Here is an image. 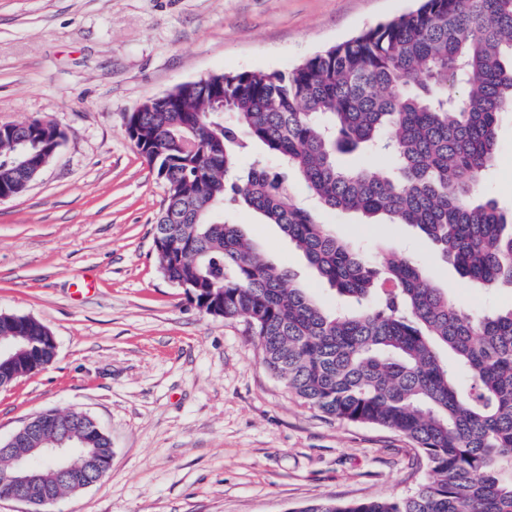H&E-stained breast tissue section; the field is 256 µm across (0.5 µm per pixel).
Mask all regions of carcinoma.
Listing matches in <instances>:
<instances>
[{"mask_svg": "<svg viewBox=\"0 0 512 512\" xmlns=\"http://www.w3.org/2000/svg\"><path fill=\"white\" fill-rule=\"evenodd\" d=\"M210 96L189 85L129 114L167 189L154 232L166 244L160 273L192 284L199 308L213 297L224 319L244 320L263 364L304 404L400 433L426 467L408 495L328 497L297 512H512V308L456 307L414 258H370L336 239L291 187L299 177L325 208L369 224H412L461 278L512 288V216L483 195L499 117L512 112V0H420L287 72L224 74L220 118ZM52 138L37 121L0 135L1 193L23 192L27 163L47 158ZM252 144L280 167L242 172ZM355 151L388 157L391 173L341 164ZM229 205L277 225L348 307L325 311L238 225L212 218ZM55 355L47 342L14 369L37 371ZM56 416L83 435L87 416L43 420Z\"/></svg>", "mask_w": 512, "mask_h": 512, "instance_id": "1", "label": "carcinoma"}]
</instances>
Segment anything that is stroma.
I'll list each match as a JSON object with an SVG mask.
<instances>
[{"label":"stroma","mask_w":512,"mask_h":512,"mask_svg":"<svg viewBox=\"0 0 512 512\" xmlns=\"http://www.w3.org/2000/svg\"><path fill=\"white\" fill-rule=\"evenodd\" d=\"M417 0H0V125L47 119L55 158L0 201V312L43 323L46 368L0 388V438L47 411L89 414L110 438L108 475L47 512H296L310 501L401 496L423 476L399 433L326 418L264 366L243 321L205 314L158 271L165 192L125 133L145 99L211 74L286 71ZM483 192L512 210V112ZM298 201L368 255L417 258L475 314L512 289L461 279L408 224H367ZM227 222L327 311L341 300L278 226L252 210Z\"/></svg>","instance_id":"35a3bbf8"}]
</instances>
